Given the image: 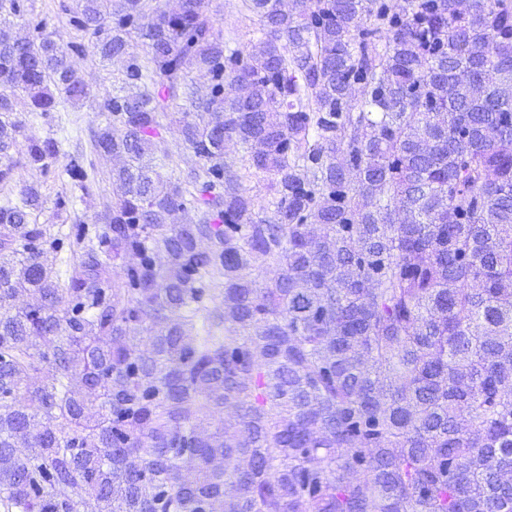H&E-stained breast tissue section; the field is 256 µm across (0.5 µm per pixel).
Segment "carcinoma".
Listing matches in <instances>:
<instances>
[{
	"instance_id": "cac0c4a2",
	"label": "carcinoma",
	"mask_w": 512,
	"mask_h": 512,
	"mask_svg": "<svg viewBox=\"0 0 512 512\" xmlns=\"http://www.w3.org/2000/svg\"><path fill=\"white\" fill-rule=\"evenodd\" d=\"M242 4V48L205 0L69 7L125 61L120 163L101 224L0 203V512H512V0ZM59 95L61 39L0 18V183L84 176L14 115Z\"/></svg>"
}]
</instances>
